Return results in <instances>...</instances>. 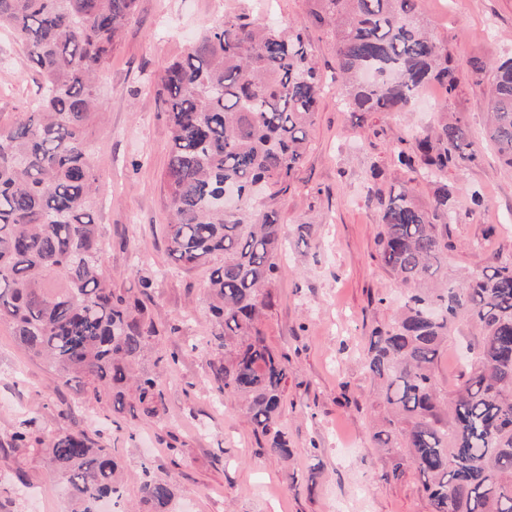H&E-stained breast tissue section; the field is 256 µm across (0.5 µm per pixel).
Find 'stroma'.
<instances>
[{
	"instance_id": "35a3bbf8",
	"label": "stroma",
	"mask_w": 512,
	"mask_h": 512,
	"mask_svg": "<svg viewBox=\"0 0 512 512\" xmlns=\"http://www.w3.org/2000/svg\"><path fill=\"white\" fill-rule=\"evenodd\" d=\"M240 9L273 17L283 28L305 27L331 90L294 186L278 203L286 240L264 330L268 345L289 359L279 421L291 450L285 462L266 453L235 400L216 404L204 346L211 332L208 270L178 268L164 231L169 127L151 85L199 34ZM308 11L309 0H139L99 78L100 113L92 126L100 187L95 219L105 240L104 276L131 293L142 278L153 281L150 311L166 330L161 349L167 360L147 358L141 369L162 371L167 420L115 416L88 402L60 419L58 406L71 392L59 391L52 368L26 355L1 326L0 492L10 512H70L68 486L48 456L4 443L25 415L36 418L46 437L64 429L96 431L120 461L128 506L137 502L148 465L175 484V512H431L414 471L383 481L390 461L372 440L377 409L362 357L372 329L392 319L400 291L380 258V217L368 199V179L377 169L379 189L399 187L406 174L393 165L392 152L410 149L413 129L428 124L435 109L470 126L476 159L448 172L457 199L448 227L454 245L448 280L455 283L480 273L490 257L512 260V170L484 138L489 85L472 77L452 93L426 87L406 115L362 117L343 108L335 98L336 39L330 29L308 25ZM419 14L461 66L512 54V0H419ZM39 83L10 32L0 29L1 123L31 109ZM475 191L484 206L471 204ZM383 294L390 300L382 304Z\"/></svg>"
}]
</instances>
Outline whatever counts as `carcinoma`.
Here are the masks:
<instances>
[{"label":"carcinoma","instance_id":"cac0c4a2","mask_svg":"<svg viewBox=\"0 0 512 512\" xmlns=\"http://www.w3.org/2000/svg\"><path fill=\"white\" fill-rule=\"evenodd\" d=\"M139 0H0L8 29L41 79L39 100L0 124V325L53 368L58 384L132 418L159 421V375L137 370L162 334L145 300L101 270L105 243L92 210L98 178L88 128L98 79ZM311 21L336 35L342 102L364 116L405 112L433 82L458 86L448 50L420 23L418 0H310ZM490 72L486 136L512 169V58ZM318 62L301 27L286 31L245 12L228 13L168 63L155 82L166 107L170 149L162 176L169 203L168 252L182 268L208 267L207 340L216 391L243 402L256 438L288 460L278 429L288 356L266 342L282 245L277 202L303 164L321 92ZM471 131L441 118L394 152L410 176L395 196L375 195L383 266L404 292L391 321L373 330L363 366L383 408L375 447L390 457L385 480L411 468L431 512H512V261L449 286L448 225L456 220L448 169L473 159ZM436 184L429 206L418 179ZM238 205L217 203L224 187ZM473 330L468 373L448 391L436 363L459 323ZM12 448L47 449L67 483L72 512L120 499L115 456L86 431L37 435L19 420ZM140 512H174L171 479L143 466Z\"/></svg>","mask_w":512,"mask_h":512}]
</instances>
